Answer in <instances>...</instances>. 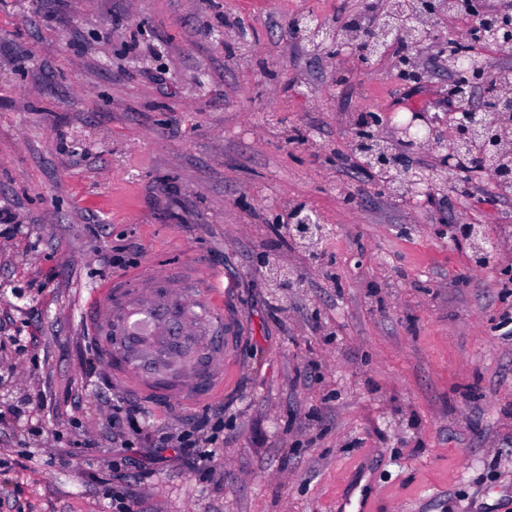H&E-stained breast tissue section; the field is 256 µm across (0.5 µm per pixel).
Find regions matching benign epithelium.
<instances>
[{
    "label": "benign epithelium",
    "instance_id": "7a95c632",
    "mask_svg": "<svg viewBox=\"0 0 512 512\" xmlns=\"http://www.w3.org/2000/svg\"><path fill=\"white\" fill-rule=\"evenodd\" d=\"M380 0H364L371 14L366 27L352 25L342 31L325 32L311 27L312 20L304 18L293 28L295 37L305 42L315 37V50L339 56L348 54L362 66H369L384 56L392 44H403L406 53L394 61L397 74L410 81L420 82L424 73L416 64L419 54L430 47L445 48L446 42L436 29L445 14L467 9L470 16L469 39L477 45L512 47V10H490L483 0H389V6L379 7ZM460 53L446 55L443 64L453 76L451 95L455 101L452 134L438 132L424 123L420 134V114L412 113L405 124L393 126L398 140L412 146L424 138L439 148L447 149L444 167L450 171L460 168L463 157L473 154L480 169L496 182L499 194L507 195L512 188V141L505 132L512 128V85L502 83L488 67L484 56L469 50L468 60L459 61ZM388 120L377 112H367L354 125L350 144L353 156H360L364 166L377 174L378 193L410 200L416 195L431 196L441 183L434 171L408 161L392 147L380 130ZM292 235L300 241L319 240L325 225L297 206L293 209Z\"/></svg>",
    "mask_w": 512,
    "mask_h": 512
}]
</instances>
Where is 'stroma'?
<instances>
[{"label":"stroma","mask_w":512,"mask_h":512,"mask_svg":"<svg viewBox=\"0 0 512 512\" xmlns=\"http://www.w3.org/2000/svg\"><path fill=\"white\" fill-rule=\"evenodd\" d=\"M360 0H0V512H512V196H380L365 112L448 123L449 78L294 42ZM248 30L247 42L234 37ZM329 231L314 263L290 208ZM445 221L480 225L495 262ZM224 276L223 453L109 478L81 310L110 279ZM293 288H272L269 264Z\"/></svg>","instance_id":"stroma-1"}]
</instances>
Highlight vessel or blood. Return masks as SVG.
<instances>
[{
    "mask_svg": "<svg viewBox=\"0 0 512 512\" xmlns=\"http://www.w3.org/2000/svg\"><path fill=\"white\" fill-rule=\"evenodd\" d=\"M224 290L220 272L187 290L133 288L107 281L83 318L111 378L153 406H187L224 392Z\"/></svg>",
    "mask_w": 512,
    "mask_h": 512,
    "instance_id": "obj_1",
    "label": "vessel or blood"
}]
</instances>
